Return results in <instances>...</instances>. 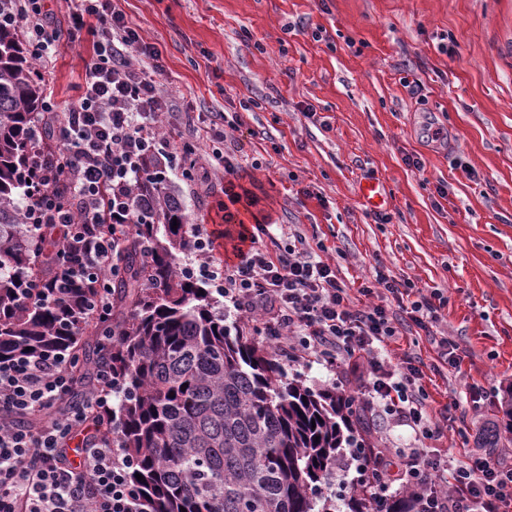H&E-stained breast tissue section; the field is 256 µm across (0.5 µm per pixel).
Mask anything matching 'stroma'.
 Returning <instances> with one entry per match:
<instances>
[{
	"label": "stroma",
	"instance_id": "stroma-1",
	"mask_svg": "<svg viewBox=\"0 0 512 512\" xmlns=\"http://www.w3.org/2000/svg\"><path fill=\"white\" fill-rule=\"evenodd\" d=\"M162 51L157 80L180 121L179 146L208 176L170 172L189 223L222 226V173L231 153L240 181L266 195L273 221L323 243L337 277L359 288L383 265L448 302L438 334L466 348L461 366L427 382L429 403L459 409L435 452L462 455L500 409L512 383V0H121ZM93 36L60 46L45 83L59 104ZM419 83L418 90L406 80ZM329 128L304 116L307 106ZM239 116L226 142L197 131L213 113ZM442 129L433 138L434 129ZM418 155L421 169L406 165ZM374 178L383 213L358 194ZM448 195L440 197L437 186ZM388 355L438 363L417 327H402ZM488 389L472 409L473 385Z\"/></svg>",
	"mask_w": 512,
	"mask_h": 512
}]
</instances>
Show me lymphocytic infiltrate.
<instances>
[{"label": "lymphocytic infiltrate", "mask_w": 512, "mask_h": 512, "mask_svg": "<svg viewBox=\"0 0 512 512\" xmlns=\"http://www.w3.org/2000/svg\"><path fill=\"white\" fill-rule=\"evenodd\" d=\"M68 25L58 30L43 0H18L17 17L25 28L31 60L37 66L60 44L81 43L96 34L93 52L78 74L76 99L59 108L46 99L53 119L56 152L35 156L41 190L24 199L29 224H55L63 229L65 257L51 288L84 284L98 291L96 310L109 305L103 277L115 265L125 232L142 212L132 188L144 164L174 168L178 157L161 129L170 119L168 96L156 77L162 52L147 42L117 0H69ZM240 166L224 159V221L236 223L237 205L252 207L259 199L238 187ZM67 185L74 206L62 204L57 185ZM109 215L111 232L100 231ZM270 221L255 222L241 232L247 247H234L233 259L215 261L218 237L205 225L192 227V245L182 274L200 279L230 304L263 336L274 353L296 363H334L339 357L361 360L367 373L358 392L365 406L387 420L409 427L408 448L349 449L334 465L341 488L362 491L369 505L386 501L392 486L412 494L417 512H512V462L483 449L459 457L431 453L428 444L444 434V426L428 410L423 384L424 363L416 356L391 362L388 341L405 324L431 332L439 321L442 294L433 291L409 300L405 281L376 268L363 283L358 304L328 261L315 255L305 235L291 227L272 233ZM276 237L275 247L266 238ZM401 303L394 317L387 300ZM69 357L20 356L0 360V512H140L141 496L130 480L131 456L111 434L96 429V418L111 415L112 399L123 391L111 370L97 373L95 387L80 408H64L76 387L68 373ZM31 419L27 428L15 417ZM92 433L79 459H70L67 441L74 431ZM395 456V473L370 479V471Z\"/></svg>", "instance_id": "1"}]
</instances>
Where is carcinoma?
I'll list each match as a JSON object with an SVG mask.
<instances>
[{
  "label": "carcinoma",
  "instance_id": "cac0c4a2",
  "mask_svg": "<svg viewBox=\"0 0 512 512\" xmlns=\"http://www.w3.org/2000/svg\"><path fill=\"white\" fill-rule=\"evenodd\" d=\"M15 4L0 0V360L63 351L74 358L69 373L88 385L111 365L124 392L117 423L99 426L136 461L131 480L147 512H332L319 484L342 450V428L372 433L367 410L334 388L287 378L248 326L224 324L211 289L178 272L185 241L172 225L187 215L152 170L136 186L149 211L107 274V312L92 309L95 288L44 287L64 253L55 252L56 227L27 229L19 205L35 188L31 161L51 129L35 124L44 77L4 24ZM500 407L507 421L485 424V448L512 433V385ZM379 512H414L413 499L392 497Z\"/></svg>",
  "mask_w": 512,
  "mask_h": 512
}]
</instances>
